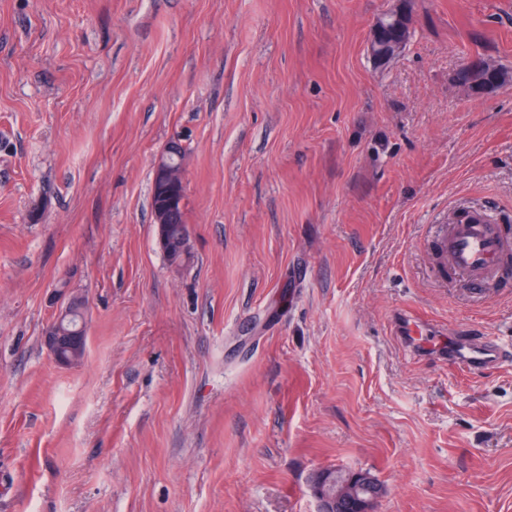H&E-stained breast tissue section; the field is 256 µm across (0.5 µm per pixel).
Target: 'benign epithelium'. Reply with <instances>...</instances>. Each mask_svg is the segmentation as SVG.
I'll use <instances>...</instances> for the list:
<instances>
[{"mask_svg":"<svg viewBox=\"0 0 512 512\" xmlns=\"http://www.w3.org/2000/svg\"><path fill=\"white\" fill-rule=\"evenodd\" d=\"M408 12L407 2L398 0L397 5L382 19L376 20L369 32L368 50L380 51L378 63L384 65L394 59L401 51L403 42L381 44L383 29L390 18L399 19ZM183 166L179 143L170 142L159 155L154 166L153 192L159 198V204L153 211L154 224L157 226L158 242L165 253H173L169 231L172 214L182 206ZM45 343L51 357L60 364L69 365L71 359L86 348L85 337L65 334L59 322H53L45 333ZM318 501L319 512H342L343 504L357 501L361 512H376L380 495L370 489V480L360 472L340 473L332 469L321 470L312 487Z\"/></svg>","mask_w":512,"mask_h":512,"instance_id":"benign-epithelium-1","label":"benign epithelium"}]
</instances>
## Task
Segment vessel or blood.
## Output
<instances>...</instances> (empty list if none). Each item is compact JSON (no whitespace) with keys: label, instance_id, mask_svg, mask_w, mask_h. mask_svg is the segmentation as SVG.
<instances>
[{"label":"vessel or blood","instance_id":"1","mask_svg":"<svg viewBox=\"0 0 512 512\" xmlns=\"http://www.w3.org/2000/svg\"><path fill=\"white\" fill-rule=\"evenodd\" d=\"M439 247L454 276L481 288L500 275L502 259L512 251V237L486 209L451 222L439 239ZM447 352L451 365L467 369L495 364L503 356L500 344L486 336L468 343L449 338Z\"/></svg>","mask_w":512,"mask_h":512}]
</instances>
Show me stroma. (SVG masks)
Wrapping results in <instances>:
<instances>
[{
  "label": "stroma",
  "mask_w": 512,
  "mask_h": 512,
  "mask_svg": "<svg viewBox=\"0 0 512 512\" xmlns=\"http://www.w3.org/2000/svg\"><path fill=\"white\" fill-rule=\"evenodd\" d=\"M0 0V512H512V361L464 373L394 318L512 348V277L444 276L462 207L512 225V0ZM180 141L188 255L154 163ZM87 302L86 353L44 334ZM407 5V1H398L397 5L392 10H390L384 18L380 20L377 19L370 28L368 50L370 54H372L374 50H381L380 54L378 55V63L381 65H385L394 59L401 51V48L404 44L403 41L395 44L391 43L389 45L381 44L382 33L386 25V21L390 18L397 20L403 13H408ZM370 480L366 474L340 473L333 469L321 470L314 481L312 491L318 501L320 512L343 511V504L357 500L358 509L362 512L376 511V504L382 492L370 489ZM344 512H357L347 508Z\"/></svg>",
  "instance_id": "1"
}]
</instances>
